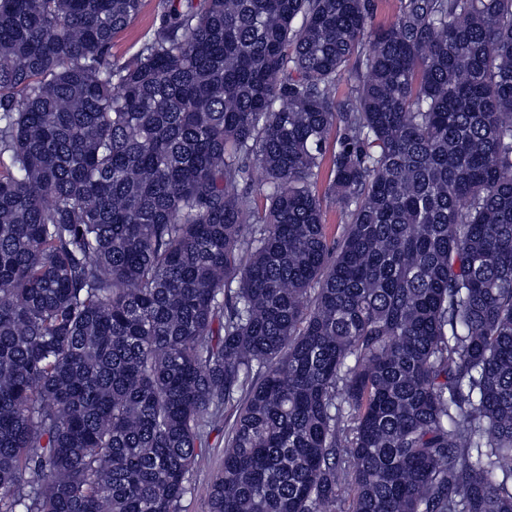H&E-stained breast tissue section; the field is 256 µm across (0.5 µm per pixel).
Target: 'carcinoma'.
Wrapping results in <instances>:
<instances>
[{
  "instance_id": "obj_1",
  "label": "carcinoma",
  "mask_w": 512,
  "mask_h": 512,
  "mask_svg": "<svg viewBox=\"0 0 512 512\" xmlns=\"http://www.w3.org/2000/svg\"><path fill=\"white\" fill-rule=\"evenodd\" d=\"M143 4L0 0V512H512V0ZM159 1L145 0L144 8L138 19L115 40L113 52L122 61L129 60L136 54L142 41L158 24L157 5ZM374 4L375 25H385L396 18L404 0H372ZM329 175L328 164H326L317 179L316 191L323 198L324 224H327L330 235H336L340 233L339 226L345 223V217L336 207V202L325 194L328 189ZM234 419L235 409L228 406L224 409V429L212 433L213 448H206L205 462L192 476L193 492L182 500L180 512H208L209 485L223 461L224 430L233 424Z\"/></svg>"
}]
</instances>
